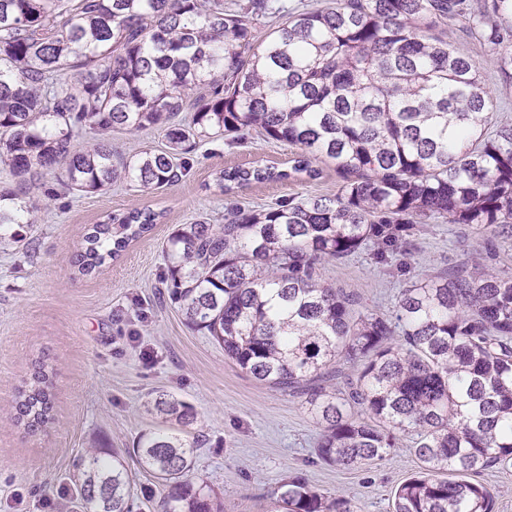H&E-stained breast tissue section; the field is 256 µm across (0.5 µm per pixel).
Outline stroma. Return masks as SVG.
<instances>
[{"label": "stroma", "instance_id": "35a3bbf8", "mask_svg": "<svg viewBox=\"0 0 512 512\" xmlns=\"http://www.w3.org/2000/svg\"><path fill=\"white\" fill-rule=\"evenodd\" d=\"M294 152L257 135L237 147L217 137L196 146L181 181L150 194L117 183L106 194L78 197L50 175L31 189L34 226L23 229L22 242L0 245V512L77 504L73 465L94 446L126 450L132 512H155L166 489L130 449L142 431L161 424L145 410L158 391L195 408L202 442L194 477L219 493L224 512H273V491L294 476L325 495H343L354 512H390L393 491L420 466L410 438L355 469L323 462L315 452L320 428L304 397L242 371L161 294L160 243L177 225L199 217L221 224L233 204L260 209L282 198L336 193L340 179L329 160L320 162L316 181L253 184L231 196L214 183L217 170L284 163ZM146 207L164 214L151 235L103 272L76 275L73 259L88 225L110 211ZM475 265L511 276L512 240L472 224L433 222L420 225L410 255L381 265L368 247L322 262L316 275L353 294L359 310L388 314L401 290L421 277ZM144 349L150 361L141 360ZM40 362L53 369L52 419L32 433L17 423L15 401Z\"/></svg>", "mask_w": 512, "mask_h": 512}]
</instances>
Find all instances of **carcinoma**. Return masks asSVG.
I'll return each instance as SVG.
<instances>
[{
  "label": "carcinoma",
  "instance_id": "carcinoma-1",
  "mask_svg": "<svg viewBox=\"0 0 512 512\" xmlns=\"http://www.w3.org/2000/svg\"><path fill=\"white\" fill-rule=\"evenodd\" d=\"M279 22L265 38L262 19ZM457 27L512 80V0H334L295 12L276 0H0V244L35 224L26 189L51 174L76 196L122 182L150 192L178 182L197 143L256 132L296 146L288 167L226 168L228 195L336 164L332 196L227 208L225 224L178 225L162 243L168 298L224 356L269 386L306 395L321 426L317 455L350 469L412 438L420 470L391 512H494L473 479L512 467V276L474 266L425 276L393 313L355 309L316 265L368 245L387 260L416 224H474L512 237V123L478 64L448 42ZM164 130L166 148L123 157L108 133ZM95 138L85 146L86 131ZM159 214L110 212L91 225L74 264L90 275L149 235ZM354 367L344 387L333 380ZM41 364L19 392L17 422L52 419ZM140 463L168 487L157 512H223L191 475L194 407L158 392ZM83 512H131L121 455L91 448L77 464ZM277 512H353L301 477L283 480Z\"/></svg>",
  "mask_w": 512,
  "mask_h": 512
}]
</instances>
